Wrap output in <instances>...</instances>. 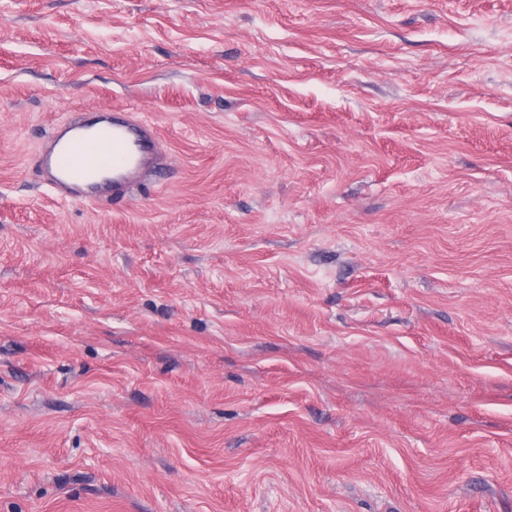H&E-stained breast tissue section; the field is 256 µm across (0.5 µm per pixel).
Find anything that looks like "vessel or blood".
<instances>
[{
  "label": "vessel or blood",
  "instance_id": "vessel-or-blood-1",
  "mask_svg": "<svg viewBox=\"0 0 512 512\" xmlns=\"http://www.w3.org/2000/svg\"><path fill=\"white\" fill-rule=\"evenodd\" d=\"M166 165L152 123L128 111L109 109L57 127L36 160L51 190L81 187L91 200L99 195L103 175H111L116 201L140 184L142 169L154 171Z\"/></svg>",
  "mask_w": 512,
  "mask_h": 512
}]
</instances>
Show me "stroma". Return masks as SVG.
I'll list each match as a JSON object with an SVG mask.
<instances>
[{"mask_svg": "<svg viewBox=\"0 0 512 512\" xmlns=\"http://www.w3.org/2000/svg\"><path fill=\"white\" fill-rule=\"evenodd\" d=\"M0 512H512V0H0ZM87 133L93 146L87 145ZM166 155L153 124L129 110H95L86 120L57 127L46 149L36 160L48 187L57 195L68 187L85 188L86 199L99 196L101 176H112V200H122L133 185L140 184V172L167 167Z\"/></svg>", "mask_w": 512, "mask_h": 512, "instance_id": "1", "label": "stroma"}]
</instances>
